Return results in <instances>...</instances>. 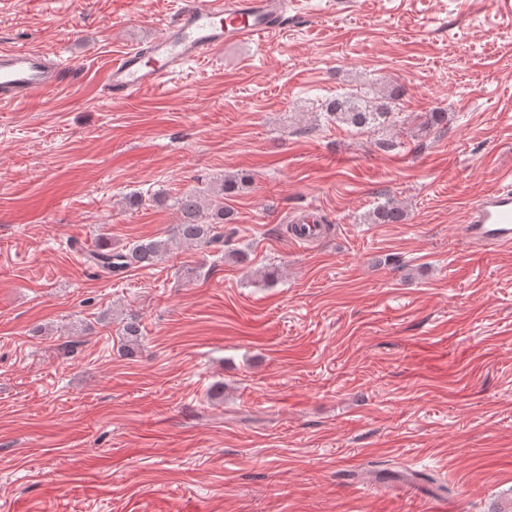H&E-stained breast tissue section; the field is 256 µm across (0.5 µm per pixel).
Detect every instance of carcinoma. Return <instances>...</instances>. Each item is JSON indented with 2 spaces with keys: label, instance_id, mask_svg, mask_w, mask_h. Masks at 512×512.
<instances>
[{
  "label": "carcinoma",
  "instance_id": "1",
  "mask_svg": "<svg viewBox=\"0 0 512 512\" xmlns=\"http://www.w3.org/2000/svg\"><path fill=\"white\" fill-rule=\"evenodd\" d=\"M400 92L396 91L380 100L361 101L353 95L341 96L325 104V112L330 120L346 124L357 130L385 123L395 110ZM238 188V180L228 177L217 186L209 189L208 207H203L201 197L195 192H187L177 198L175 205L180 212V223L176 225L178 238L199 246H207L216 241L214 225L230 224L233 212L224 207V197L232 195ZM375 224H398L406 219L404 211L393 201L378 205L372 213ZM168 251V241L149 238L137 240L124 251H112L110 245L102 241L89 255V261L106 274L118 276L134 265L147 266L160 260Z\"/></svg>",
  "mask_w": 512,
  "mask_h": 512
}]
</instances>
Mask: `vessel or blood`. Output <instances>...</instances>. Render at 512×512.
Wrapping results in <instances>:
<instances>
[{
	"mask_svg": "<svg viewBox=\"0 0 512 512\" xmlns=\"http://www.w3.org/2000/svg\"><path fill=\"white\" fill-rule=\"evenodd\" d=\"M287 0H187L162 36L126 51L108 69L115 98L159 87L188 62L244 40H265L288 19ZM73 69L31 47H0V105L53 95ZM465 238L486 249L512 247V177L482 195L463 220Z\"/></svg>",
	"mask_w": 512,
	"mask_h": 512,
	"instance_id": "1",
	"label": "vessel or blood"
}]
</instances>
